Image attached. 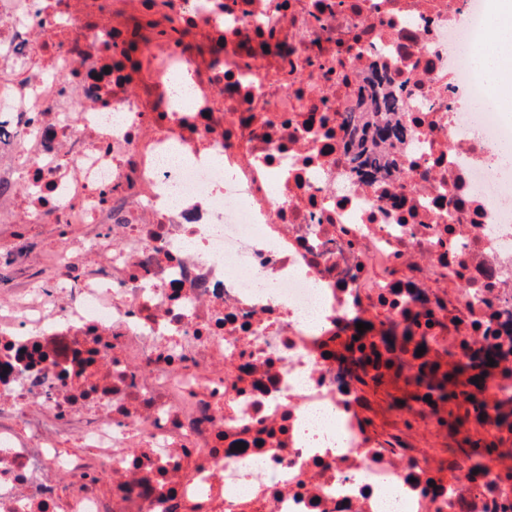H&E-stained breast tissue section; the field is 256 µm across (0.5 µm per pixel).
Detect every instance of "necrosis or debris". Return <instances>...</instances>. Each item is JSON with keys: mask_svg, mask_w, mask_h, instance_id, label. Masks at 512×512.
Returning a JSON list of instances; mask_svg holds the SVG:
<instances>
[{"mask_svg": "<svg viewBox=\"0 0 512 512\" xmlns=\"http://www.w3.org/2000/svg\"><path fill=\"white\" fill-rule=\"evenodd\" d=\"M486 0H0V180L79 227L0 290V512H512L441 465L429 405L379 431L336 357L369 324L481 371L512 431V125ZM191 81L188 103L167 92ZM401 90L391 172L361 96ZM477 65L484 79L501 93H512V74L501 65V57L493 49L480 48Z\"/></svg>", "mask_w": 512, "mask_h": 512, "instance_id": "4bbe7bcc", "label": "necrosis or debris"}]
</instances>
